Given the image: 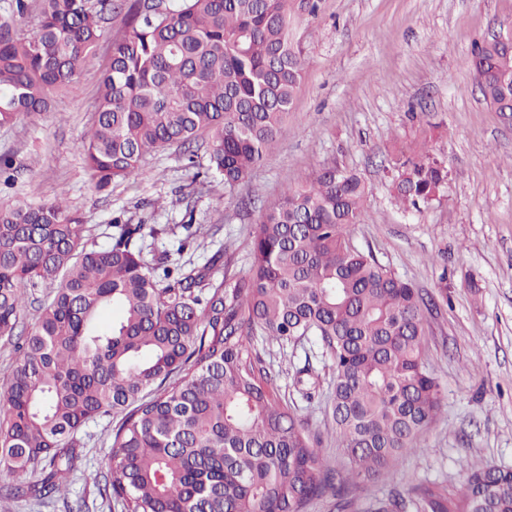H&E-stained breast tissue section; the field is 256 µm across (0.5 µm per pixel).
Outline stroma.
I'll use <instances>...</instances> for the list:
<instances>
[{
  "label": "stroma",
  "mask_w": 512,
  "mask_h": 512,
  "mask_svg": "<svg viewBox=\"0 0 512 512\" xmlns=\"http://www.w3.org/2000/svg\"><path fill=\"white\" fill-rule=\"evenodd\" d=\"M316 15L293 10L292 32L305 66L282 140L234 195L218 196L177 152L147 156L140 175L96 189L79 143L89 127L99 80L109 63L106 25L74 93L50 112L0 128V155L13 158L0 202H39L65 195L84 225V239L107 243L114 217L158 228L144 237L143 257L169 265L203 266L223 251L233 270L247 273L249 231L257 195L275 200L286 185L336 165L357 173L370 192L353 240L432 305L426 312L425 359L440 385L441 408L417 439L418 449L392 466L390 479L352 488V512H368L396 481L435 483L461 492L462 463L477 459L512 469V123L483 101L471 67L475 41L512 31V0H318ZM448 168L437 200L403 209L392 190L399 151L415 148L423 130ZM218 225L215 235L178 249L185 214ZM252 342L277 372L280 393L322 437L324 463L345 467L331 437L327 403L332 373L317 340L282 346ZM311 364L313 402L301 398L296 371ZM115 422L103 417L81 432L85 443L70 475L67 500L10 498L14 477L0 476V512H121L87 482L107 472Z\"/></svg>",
  "instance_id": "35a3bbf8"
}]
</instances>
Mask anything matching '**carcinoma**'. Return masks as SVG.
Masks as SVG:
<instances>
[{
  "label": "carcinoma",
  "mask_w": 512,
  "mask_h": 512,
  "mask_svg": "<svg viewBox=\"0 0 512 512\" xmlns=\"http://www.w3.org/2000/svg\"><path fill=\"white\" fill-rule=\"evenodd\" d=\"M123 13L95 117L80 142L99 189L139 173L144 157L175 147L231 194L279 141L304 62L291 37V0H39L29 35L0 25V126L49 110ZM483 101L512 118V34L472 49ZM445 163L423 145L395 163L406 207L446 189ZM368 187L334 165L259 207L251 265L214 281L209 270L148 263L145 225L115 217L105 245L62 196L0 204V337L15 336L28 292L54 294L21 336L0 401V472L40 479L14 490L61 494L91 420L117 419L106 495L122 512H308L386 474L416 451L440 406L425 362L424 298L351 235ZM309 337L333 370L330 415L349 469L324 465L322 439L283 402L253 347ZM466 483L411 488L419 512H512V470L463 464ZM393 491L373 512H404Z\"/></svg>",
  "instance_id": "obj_1"
}]
</instances>
